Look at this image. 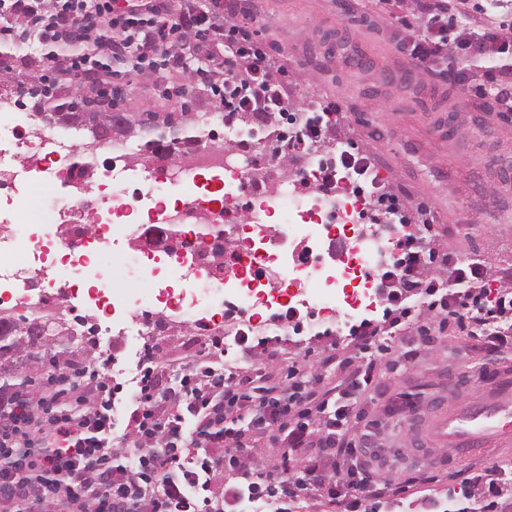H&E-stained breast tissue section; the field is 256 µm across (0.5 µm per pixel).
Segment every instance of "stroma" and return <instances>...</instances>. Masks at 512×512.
Here are the masks:
<instances>
[{"label": "stroma", "mask_w": 512, "mask_h": 512, "mask_svg": "<svg viewBox=\"0 0 512 512\" xmlns=\"http://www.w3.org/2000/svg\"><path fill=\"white\" fill-rule=\"evenodd\" d=\"M223 2L251 23L272 65L287 66L291 110L337 104L341 114L326 143L369 155L388 192L431 208L437 222L427 239L455 258L480 262L489 293L512 282V178L501 175L504 164L512 165V119L402 53L404 43L426 31L417 0ZM123 86L127 111L170 105L155 80L130 74ZM412 338L410 360L383 353L371 359L376 388L369 413L378 421L379 447L363 461L394 489L412 476L431 481L396 505L367 497V512H425L430 500L488 512L493 499L498 512H512V481L499 484L493 499L484 485L469 481L474 473L512 469V446L441 448L433 435L442 413L478 402L497 377L512 378V346L492 354L451 330L431 343L420 330ZM111 346L116 370L127 376L152 351L169 386L201 356L221 357L203 331L182 327L151 338L144 349L118 333ZM331 353L332 367L324 363ZM363 362L352 337L325 322L317 332L270 347L260 368L268 384L283 386L288 366H297L306 386L326 391Z\"/></svg>", "instance_id": "1"}]
</instances>
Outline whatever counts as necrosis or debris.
<instances>
[{
    "instance_id": "1",
    "label": "necrosis or debris",
    "mask_w": 512,
    "mask_h": 512,
    "mask_svg": "<svg viewBox=\"0 0 512 512\" xmlns=\"http://www.w3.org/2000/svg\"><path fill=\"white\" fill-rule=\"evenodd\" d=\"M3 133L15 150L0 153V201L9 213L24 211L27 228L0 220V318L23 312L67 323L101 348L121 325L138 341L173 324L203 323L208 335L228 341L245 329L273 332L248 318L256 303L306 308L311 319H334L341 333L377 305L363 277L388 244L374 227L367 192L349 173H339L334 189L320 188V170L335 149L260 162L253 155L261 140L225 147L216 123L209 147L172 144L160 168L135 163L125 142L102 144L105 166L92 185L73 165V132L46 131L34 114L19 122L16 92L7 86L0 88ZM113 236L125 243V279L145 280L148 291L89 284V271L106 261L99 244ZM51 248L66 280L45 263ZM298 248L310 262L286 264ZM177 277L223 291L210 321H202L197 295L174 288Z\"/></svg>"
}]
</instances>
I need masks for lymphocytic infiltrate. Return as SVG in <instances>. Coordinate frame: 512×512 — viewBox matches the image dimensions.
Wrapping results in <instances>:
<instances>
[{"label":"lymphocytic infiltrate","instance_id":"obj_1","mask_svg":"<svg viewBox=\"0 0 512 512\" xmlns=\"http://www.w3.org/2000/svg\"><path fill=\"white\" fill-rule=\"evenodd\" d=\"M36 32L52 47L53 70L74 82L109 71L124 78L129 69L187 71L191 56L207 60L200 82L224 84V123L236 125L244 112L257 117L288 110V69H270L269 55L248 23L225 18L220 0H0V37L18 27ZM200 34L193 55L182 42ZM461 52L451 79L473 96L503 101L500 76L512 75V32L479 24L460 25L439 10L428 19L425 36L412 40L408 54L422 63L445 58L449 44ZM493 58L482 83L468 72L474 62ZM367 156L342 151L334 167L323 169L324 184L339 171L366 185L387 220L407 216L408 204L384 191ZM458 281L466 290H455ZM481 263H460L426 245L422 233L402 235L390 263L379 273L380 298L387 307L382 325L361 321L352 330L363 342L376 336L398 340L411 322L406 300L413 291L430 299L428 309L441 324L455 323L481 338L488 351L512 341V288L489 299ZM114 357L70 370L71 393L49 383L39 395L0 399V512H241L243 502H271L277 512H293L316 478L323 495L362 512V492L383 497L361 457L367 432L366 393L371 369L343 381L337 393L307 390L274 394L252 385L250 377L198 368L184 373L179 388L160 385L161 367L153 356L137 366L135 386L125 390L112 374ZM250 420L254 433L269 437L288 463L300 448L317 447L300 476L275 478L255 472L245 461L248 447L227 419ZM234 479L218 482L219 467Z\"/></svg>","mask_w":512,"mask_h":512}]
</instances>
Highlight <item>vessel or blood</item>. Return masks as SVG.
<instances>
[{"mask_svg": "<svg viewBox=\"0 0 512 512\" xmlns=\"http://www.w3.org/2000/svg\"><path fill=\"white\" fill-rule=\"evenodd\" d=\"M436 437L441 445L458 448L512 444V390L500 388L466 411L442 414L436 424Z\"/></svg>", "mask_w": 512, "mask_h": 512, "instance_id": "b4317fda", "label": "vessel or blood"}]
</instances>
